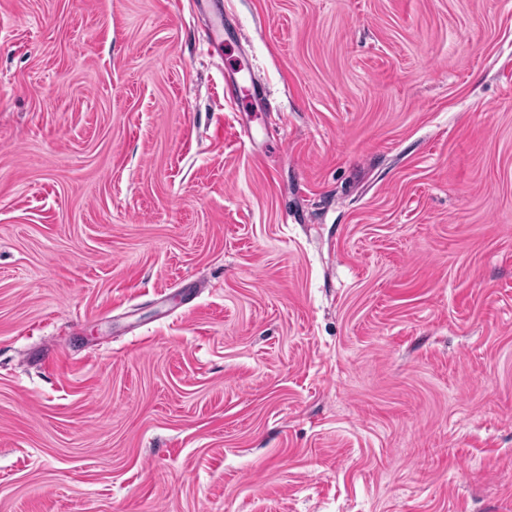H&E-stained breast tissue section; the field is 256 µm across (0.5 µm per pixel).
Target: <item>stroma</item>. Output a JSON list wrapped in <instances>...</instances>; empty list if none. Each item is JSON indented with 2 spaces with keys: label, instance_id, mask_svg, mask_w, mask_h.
Masks as SVG:
<instances>
[{
  "label": "stroma",
  "instance_id": "1",
  "mask_svg": "<svg viewBox=\"0 0 512 512\" xmlns=\"http://www.w3.org/2000/svg\"><path fill=\"white\" fill-rule=\"evenodd\" d=\"M0 512H512V0H0Z\"/></svg>",
  "mask_w": 512,
  "mask_h": 512
}]
</instances>
